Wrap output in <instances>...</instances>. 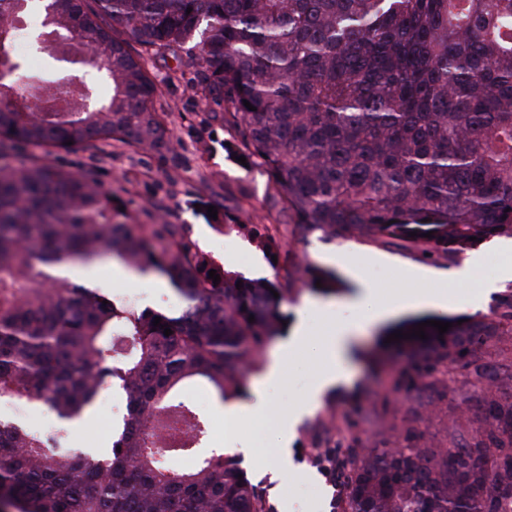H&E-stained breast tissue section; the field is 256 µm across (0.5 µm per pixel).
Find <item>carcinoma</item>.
<instances>
[{"label": "carcinoma", "instance_id": "cac0c4a2", "mask_svg": "<svg viewBox=\"0 0 512 512\" xmlns=\"http://www.w3.org/2000/svg\"><path fill=\"white\" fill-rule=\"evenodd\" d=\"M32 8L45 41L95 47L81 63L108 82L106 101L72 111L23 97L13 75L28 68L10 42ZM188 42L205 96L233 108L238 154L265 168L296 218L216 220L226 234L250 229L277 257L273 281L225 270L179 224L132 222L93 169L47 160L95 142L162 144L137 47L175 55ZM1 103L0 396L79 422L109 377L130 413L94 453L0 423V512H273L235 455L182 472L148 429L171 413L174 447L193 451L205 423L175 401L178 388L198 380L222 399L243 390L281 334L288 297L300 286L334 290L333 272L282 253L283 240L354 237L452 264L512 237V0H0ZM106 258L165 279L182 312L105 305L99 290L56 276ZM440 321L453 327L399 341L408 365L395 392L411 396L442 367L477 370L481 439L322 457L347 472L343 512H512V398L492 393L512 374L481 370L484 351L512 336V294L491 317Z\"/></svg>", "mask_w": 512, "mask_h": 512}]
</instances>
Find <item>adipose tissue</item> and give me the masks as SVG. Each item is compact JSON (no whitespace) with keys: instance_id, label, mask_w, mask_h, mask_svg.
Returning <instances> with one entry per match:
<instances>
[{"instance_id":"adipose-tissue-1","label":"adipose tissue","mask_w":512,"mask_h":512,"mask_svg":"<svg viewBox=\"0 0 512 512\" xmlns=\"http://www.w3.org/2000/svg\"><path fill=\"white\" fill-rule=\"evenodd\" d=\"M347 274L358 280L360 290L351 302L358 309L366 323L377 325L407 312L425 309L444 310L448 307V296L442 291L400 292L387 302H378L373 288L361 281L360 272L354 266H347ZM357 327L353 324L339 326L322 340L323 357L315 382L297 406L285 417L279 419L276 428L278 447H287L294 429L302 417L312 413L320 404L323 395L331 388L346 382L350 375L353 344ZM308 338L305 327H297L293 342L279 345L270 355L261 372L254 378L246 401H232L224 405V431L232 433L234 426L243 420L259 419L269 408L267 389L284 376L285 362L294 343L305 342Z\"/></svg>"}]
</instances>
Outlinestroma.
<instances>
[{
	"label": "stroma",
	"instance_id": "1",
	"mask_svg": "<svg viewBox=\"0 0 512 512\" xmlns=\"http://www.w3.org/2000/svg\"><path fill=\"white\" fill-rule=\"evenodd\" d=\"M143 64L156 84L152 108L163 120L169 147L153 149L113 141L52 155V163L70 170L94 166L100 182L122 202L135 223L182 225L193 248L207 253L226 270L251 278L274 279L275 272L257 240L245 231L218 233L206 213L207 207L213 206L245 225L289 221L287 212L272 195L266 170L235 161L229 145L235 142L236 131L221 118L228 112V105L205 97L192 50L183 48L174 55L150 52L144 54ZM290 247L318 267L326 254L345 257L376 288L382 301L398 291L423 292L441 286L447 287L452 296L470 292L498 278L505 263L492 243L481 244L473 250L479 262L471 281L446 286L440 280L441 275L452 271L446 262L433 264L436 278H413L409 271L422 267V260L396 247L353 237L326 241L315 234L291 242ZM89 285L111 296L138 291L144 304L150 306L164 305L175 296L173 289L156 276L119 277L108 262L95 268ZM355 288V282L340 270L335 292L324 295L304 288L282 304L286 317L283 339H291L298 322L303 321L314 340L294 351L282 381L270 388L269 415L239 423L232 441L224 439L218 395L203 387L184 390L186 399L197 402L201 414L217 426L214 436L199 448V455L215 453L227 443L235 448H251L253 457L242 466L274 512H336V488L317 458L327 450L351 444L350 422L363 421L361 439L368 448H449L456 442L472 447L481 438L484 419L471 400L473 375L456 370L439 373L419 395L393 399L390 387L399 379L407 353L398 343L388 341L386 328L364 325L350 384L328 392L319 408L298 426L288 475L270 481L267 469L278 456L276 422L314 382L319 363L317 338L327 335L334 325L357 321L349 304ZM308 301L324 306V313L302 318L301 309ZM331 414L336 417V431L328 435L321 423ZM114 427L109 407L99 404L90 423L68 428L66 443L72 448H105L112 440Z\"/></svg>",
	"mask_w": 512,
	"mask_h": 512
}]
</instances>
